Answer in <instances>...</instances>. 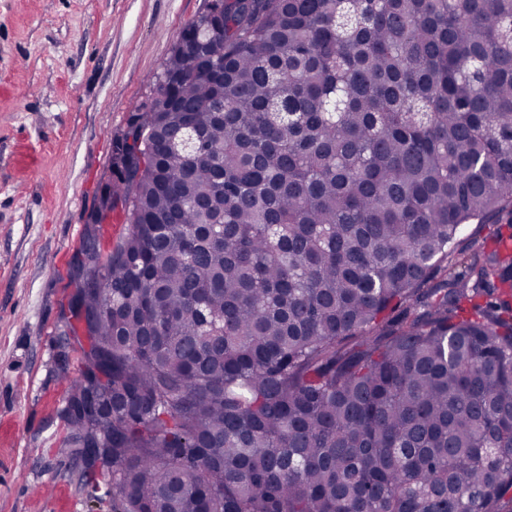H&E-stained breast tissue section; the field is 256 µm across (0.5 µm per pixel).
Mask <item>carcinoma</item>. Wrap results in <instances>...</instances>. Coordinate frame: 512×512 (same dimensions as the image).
<instances>
[{"label": "carcinoma", "instance_id": "carcinoma-1", "mask_svg": "<svg viewBox=\"0 0 512 512\" xmlns=\"http://www.w3.org/2000/svg\"><path fill=\"white\" fill-rule=\"evenodd\" d=\"M220 2L113 140L69 447L112 512H512V0ZM99 234V247L103 256L113 250L126 236L128 224H126L125 213L121 207L112 210V215L101 224Z\"/></svg>", "mask_w": 512, "mask_h": 512}]
</instances>
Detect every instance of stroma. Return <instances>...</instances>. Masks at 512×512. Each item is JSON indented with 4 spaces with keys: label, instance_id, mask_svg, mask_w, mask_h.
<instances>
[{
    "label": "stroma",
    "instance_id": "35a3bbf8",
    "mask_svg": "<svg viewBox=\"0 0 512 512\" xmlns=\"http://www.w3.org/2000/svg\"><path fill=\"white\" fill-rule=\"evenodd\" d=\"M211 0H0V512H112L60 410L82 349L70 263L112 141Z\"/></svg>",
    "mask_w": 512,
    "mask_h": 512
}]
</instances>
